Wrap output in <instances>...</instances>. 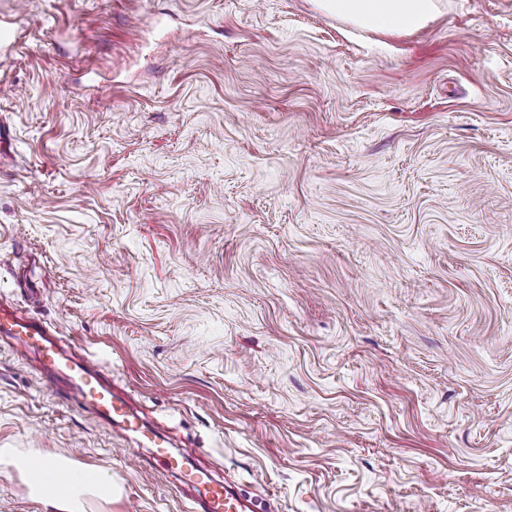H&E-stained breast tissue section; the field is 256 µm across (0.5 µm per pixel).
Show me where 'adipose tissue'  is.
Returning a JSON list of instances; mask_svg holds the SVG:
<instances>
[{
	"label": "adipose tissue",
	"mask_w": 512,
	"mask_h": 512,
	"mask_svg": "<svg viewBox=\"0 0 512 512\" xmlns=\"http://www.w3.org/2000/svg\"><path fill=\"white\" fill-rule=\"evenodd\" d=\"M322 12L375 33L410 34L426 29L440 15V0H314ZM31 494L45 512H86V497L111 501L112 480L93 466L69 467L64 460L43 468Z\"/></svg>",
	"instance_id": "adipose-tissue-1"
}]
</instances>
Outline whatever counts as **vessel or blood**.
<instances>
[{"mask_svg": "<svg viewBox=\"0 0 512 512\" xmlns=\"http://www.w3.org/2000/svg\"><path fill=\"white\" fill-rule=\"evenodd\" d=\"M55 332L52 323L0 307V336L33 352L39 362L40 376L53 394L124 430L138 433L142 443L154 449L152 458L145 461L146 466L180 473L182 483L196 493L199 512H246L233 488L203 479L197 470L186 468L184 461L170 452L167 436L144 422L127 398L113 392L101 364L68 355L59 347Z\"/></svg>", "mask_w": 512, "mask_h": 512, "instance_id": "vessel-or-blood-1", "label": "vessel or blood"}]
</instances>
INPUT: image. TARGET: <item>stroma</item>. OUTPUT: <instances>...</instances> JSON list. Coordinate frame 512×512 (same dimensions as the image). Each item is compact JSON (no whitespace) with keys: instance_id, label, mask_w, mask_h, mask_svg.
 Listing matches in <instances>:
<instances>
[{"instance_id":"obj_1","label":"stroma","mask_w":512,"mask_h":512,"mask_svg":"<svg viewBox=\"0 0 512 512\" xmlns=\"http://www.w3.org/2000/svg\"><path fill=\"white\" fill-rule=\"evenodd\" d=\"M0 305L255 512H512V0L364 32L313 0H0ZM0 340L12 458L191 512Z\"/></svg>"}]
</instances>
